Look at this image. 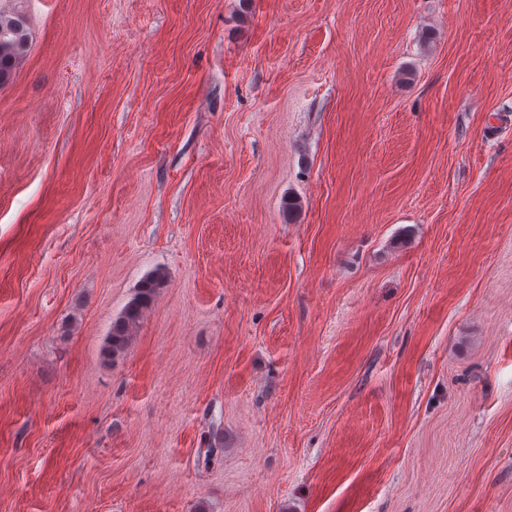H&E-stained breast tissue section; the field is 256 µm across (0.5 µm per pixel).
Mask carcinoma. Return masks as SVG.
<instances>
[{"instance_id":"obj_1","label":"carcinoma","mask_w":512,"mask_h":512,"mask_svg":"<svg viewBox=\"0 0 512 512\" xmlns=\"http://www.w3.org/2000/svg\"><path fill=\"white\" fill-rule=\"evenodd\" d=\"M27 51L28 28L24 17L16 12L0 10V85L11 78ZM164 284L165 274L159 268L141 280L133 297L112 322L102 349L106 359L113 361L125 353L134 328L154 303L159 288Z\"/></svg>"}]
</instances>
